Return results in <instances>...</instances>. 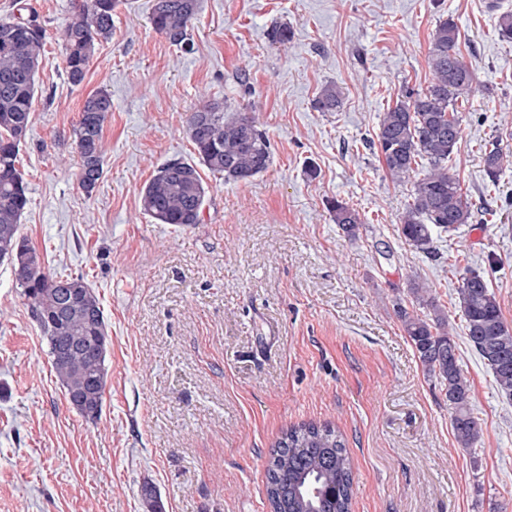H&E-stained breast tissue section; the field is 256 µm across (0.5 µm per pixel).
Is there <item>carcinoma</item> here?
Returning <instances> with one entry per match:
<instances>
[{
  "label": "carcinoma",
  "instance_id": "obj_1",
  "mask_svg": "<svg viewBox=\"0 0 512 512\" xmlns=\"http://www.w3.org/2000/svg\"><path fill=\"white\" fill-rule=\"evenodd\" d=\"M119 0H81L73 6L62 30L65 72L79 85L97 46L112 37L113 16ZM200 0H153L151 25L171 45L191 49L189 27L199 13ZM46 30L36 11L28 16L0 19V262L26 267L38 259L29 239L20 232L21 218L29 204L28 184L20 162V144L32 128V107ZM459 31L446 19L433 33L428 63L432 72L424 92L404 87L395 103L379 119L377 156L396 183H404L416 169L423 176L413 182L409 203L400 217V234L416 252H435L434 234L448 232L472 218L468 196L459 177L448 172V158L462 135V116L455 102L472 90L475 72L463 61ZM341 93L333 84L316 99L323 112H334ZM112 111L110 96L100 90L83 103L72 130L80 146L78 181L88 194L104 175L106 154L104 124ZM186 133L198 162L171 160L157 168L140 194L144 214L159 224L189 228L200 223L206 189L198 165L230 181H247L269 167L271 143L256 118L242 123L240 113H225L224 103L208 100L190 113ZM486 188L498 187L505 153L491 141L480 148ZM334 224L348 237L358 235L361 219L356 209L339 199L327 201ZM56 283L36 288L17 282L28 300L31 315L46 337L49 354L61 345L59 337L101 341L107 346L103 310L93 288L82 275L58 277ZM408 293L416 308L397 304L396 313L415 348L423 372L445 392L451 426L457 442L472 448L482 428L471 408V386L459 359L448 325V314L419 281ZM464 331L474 350L490 369L498 392L512 400V325L504 319L491 284L475 270L464 268L457 287ZM106 353L97 359L76 349L52 361L66 391L77 399L73 405L93 422L100 417L104 393L86 394L88 379L107 378ZM267 497L275 512H350L353 497L352 464L341 435L330 426L303 424L288 429L272 449Z\"/></svg>",
  "mask_w": 512,
  "mask_h": 512
}]
</instances>
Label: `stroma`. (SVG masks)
<instances>
[{
    "label": "stroma",
    "instance_id": "obj_1",
    "mask_svg": "<svg viewBox=\"0 0 512 512\" xmlns=\"http://www.w3.org/2000/svg\"><path fill=\"white\" fill-rule=\"evenodd\" d=\"M46 29L32 130L20 148L29 204L20 230L50 272L84 274L104 311L107 384L98 421L68 402L9 264L0 263V512H269V452L303 423L330 424L353 464V512H512V402L470 346L456 303L465 266H500L493 291L512 324V165L484 188L480 145L512 154V0H201L177 49L122 0L82 84L65 73L73 0H29ZM453 19L475 71L448 160L473 211L434 255L399 233L410 184L378 162L379 116L403 87L426 90L436 26ZM292 31L273 44V25ZM328 84L338 111L316 106ZM105 91L104 176L78 184L70 138ZM255 114L269 168L233 182L201 169V222L156 223L140 193L163 163L195 160L186 119L201 99ZM318 169L315 180L304 174ZM337 198L363 224L343 235ZM495 211L492 222L483 210ZM448 312L482 426L462 448L439 385L396 314L411 280Z\"/></svg>",
    "mask_w": 512,
    "mask_h": 512
}]
</instances>
